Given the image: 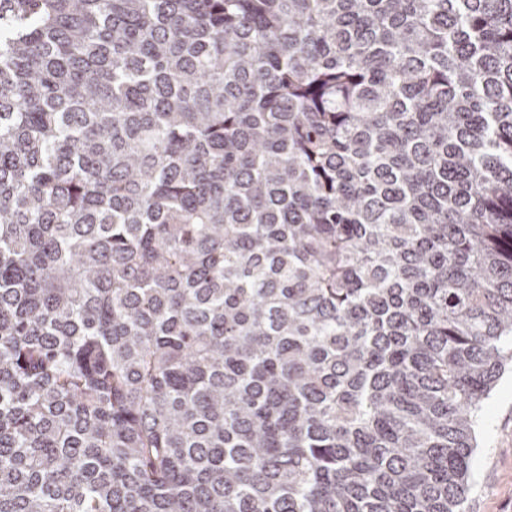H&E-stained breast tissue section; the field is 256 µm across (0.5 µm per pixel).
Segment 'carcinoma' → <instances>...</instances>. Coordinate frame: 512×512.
I'll list each match as a JSON object with an SVG mask.
<instances>
[{
	"label": "carcinoma",
	"mask_w": 512,
	"mask_h": 512,
	"mask_svg": "<svg viewBox=\"0 0 512 512\" xmlns=\"http://www.w3.org/2000/svg\"><path fill=\"white\" fill-rule=\"evenodd\" d=\"M512 365V0H0V512H463Z\"/></svg>",
	"instance_id": "obj_1"
}]
</instances>
